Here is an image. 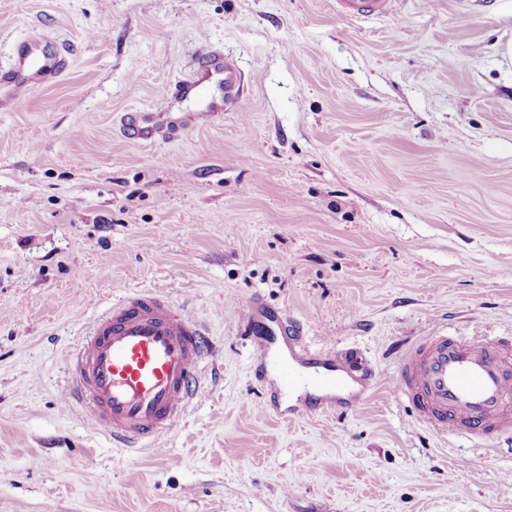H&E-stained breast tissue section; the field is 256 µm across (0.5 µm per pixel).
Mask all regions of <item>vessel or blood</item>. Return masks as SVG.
Listing matches in <instances>:
<instances>
[{"label": "vessel or blood", "instance_id": "1", "mask_svg": "<svg viewBox=\"0 0 512 512\" xmlns=\"http://www.w3.org/2000/svg\"><path fill=\"white\" fill-rule=\"evenodd\" d=\"M338 2L349 14L367 16L386 13L391 0ZM46 46L38 37L20 41L8 65L0 66V110L68 69V54L47 52ZM195 56L208 65L205 79L216 90L210 111L221 110L226 101L241 109L235 68L209 44L199 46ZM282 322L289 334L286 351L256 338L252 352L281 390L310 386L321 393L315 406L298 399L293 414L331 410L341 401L357 409L363 394L353 385L373 377V369L355 352L342 363H327L305 343L298 320L286 316ZM201 334L200 325L166 298L146 292L129 296L94 319L69 351L74 386L64 398L66 409L85 413L126 447L157 441L185 417L196 395L192 383L202 358ZM395 388L436 434L470 442L512 437V348L502 337L444 331L410 344L397 361Z\"/></svg>", "mask_w": 512, "mask_h": 512}]
</instances>
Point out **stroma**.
Here are the masks:
<instances>
[{
	"label": "stroma",
	"mask_w": 512,
	"mask_h": 512,
	"mask_svg": "<svg viewBox=\"0 0 512 512\" xmlns=\"http://www.w3.org/2000/svg\"><path fill=\"white\" fill-rule=\"evenodd\" d=\"M35 33L71 62L0 111V512H512V446L438 437L394 389L416 340L512 336L497 0H0V63ZM204 43L243 111L173 98ZM134 112L166 134L125 138ZM136 291L207 353L190 413L127 449L63 410V358ZM286 313L372 366L358 411L293 418L255 380L252 334ZM391 1L392 0H337L341 8L347 13L360 16L386 13Z\"/></svg>",
	"instance_id": "35a3bbf8"
}]
</instances>
